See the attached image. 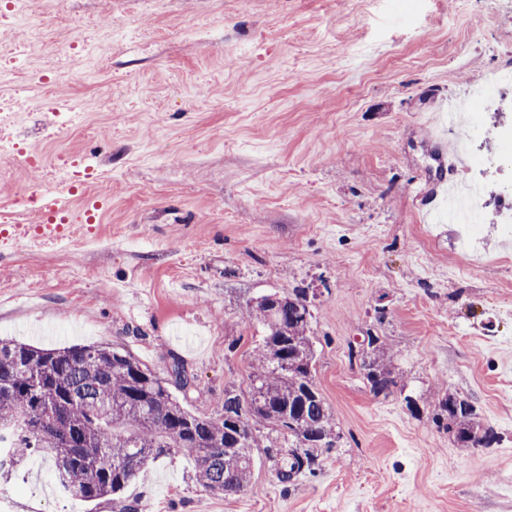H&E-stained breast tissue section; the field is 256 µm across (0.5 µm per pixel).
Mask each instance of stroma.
<instances>
[{"mask_svg": "<svg viewBox=\"0 0 512 512\" xmlns=\"http://www.w3.org/2000/svg\"><path fill=\"white\" fill-rule=\"evenodd\" d=\"M512 69L502 0H18L0 24V225L53 190L95 221L61 244L0 247V337L108 344L217 417L247 395L261 295L306 291L316 383L341 429L314 472L280 483L260 431L246 492L215 496L186 457L120 498L80 502L35 457L0 475V512H512V240L495 166L512 106L484 134L433 121L488 70ZM77 107L66 123L45 102ZM486 167L475 239L421 196L431 138ZM34 154L39 167L24 165ZM378 336L397 382L363 377ZM470 402L483 447L456 441L439 399Z\"/></svg>", "mask_w": 512, "mask_h": 512, "instance_id": "1", "label": "stroma"}]
</instances>
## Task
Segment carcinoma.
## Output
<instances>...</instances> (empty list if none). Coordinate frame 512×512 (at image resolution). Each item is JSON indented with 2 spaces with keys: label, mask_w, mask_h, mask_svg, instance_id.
I'll return each mask as SVG.
<instances>
[{
  "label": "carcinoma",
  "mask_w": 512,
  "mask_h": 512,
  "mask_svg": "<svg viewBox=\"0 0 512 512\" xmlns=\"http://www.w3.org/2000/svg\"><path fill=\"white\" fill-rule=\"evenodd\" d=\"M269 298L249 307V322L263 330L250 395L224 391L219 418L188 409L167 380L109 345L43 349L0 339V448L9 467L40 454L69 497L92 502L120 495L158 459L182 454L192 458L204 491L236 496L249 486L256 426L263 425L288 438L277 481L313 471L318 451L339 444L341 433L315 382L311 314L301 288L277 304ZM367 341L364 379L374 396L386 397L397 382L377 354L379 337ZM437 407L458 442L495 439L474 421L469 402L448 396Z\"/></svg>",
  "instance_id": "1"
}]
</instances>
